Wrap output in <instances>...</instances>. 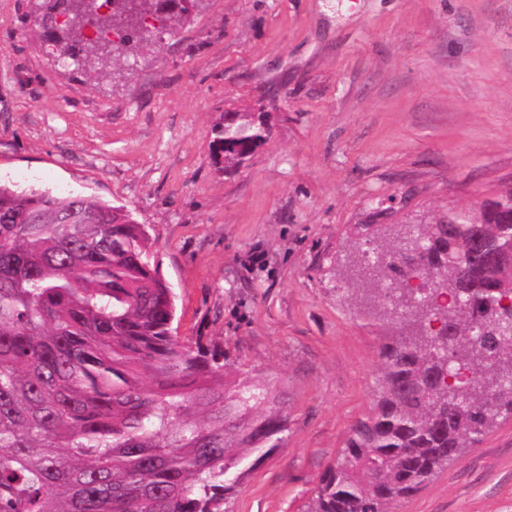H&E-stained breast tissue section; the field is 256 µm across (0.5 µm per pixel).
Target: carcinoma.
I'll return each mask as SVG.
<instances>
[{
    "mask_svg": "<svg viewBox=\"0 0 512 512\" xmlns=\"http://www.w3.org/2000/svg\"><path fill=\"white\" fill-rule=\"evenodd\" d=\"M190 0H90L68 39L117 63L186 18ZM103 38L123 32L122 44ZM271 134L265 113H224L213 154L243 165ZM149 226L82 195L0 184V512H224L242 462L282 431L250 412L271 392L224 382V351L176 336L175 296L151 265ZM512 189L477 210L363 240L360 302L380 296L415 326L381 348L365 418L311 512H388L512 415ZM413 256L398 266L394 253ZM448 288L398 287L413 272Z\"/></svg>",
    "mask_w": 512,
    "mask_h": 512,
    "instance_id": "cac0c4a2",
    "label": "carcinoma"
}]
</instances>
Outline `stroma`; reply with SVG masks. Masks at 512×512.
I'll list each match as a JSON object with an SVG mask.
<instances>
[{"mask_svg":"<svg viewBox=\"0 0 512 512\" xmlns=\"http://www.w3.org/2000/svg\"><path fill=\"white\" fill-rule=\"evenodd\" d=\"M57 7L0 0V182L148 225L178 336L269 386L255 415L285 422L224 512H310L396 334L337 301L346 258L512 187V0H195L97 73L41 28ZM235 109L272 134L227 169L211 145ZM391 512H512V417Z\"/></svg>","mask_w":512,"mask_h":512,"instance_id":"obj_1","label":"stroma"}]
</instances>
